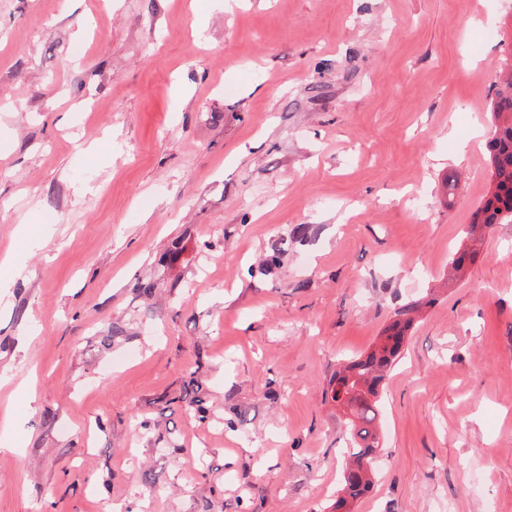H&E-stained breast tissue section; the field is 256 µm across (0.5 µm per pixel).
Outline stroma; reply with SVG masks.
I'll return each instance as SVG.
<instances>
[{"label":"stroma","mask_w":512,"mask_h":512,"mask_svg":"<svg viewBox=\"0 0 512 512\" xmlns=\"http://www.w3.org/2000/svg\"><path fill=\"white\" fill-rule=\"evenodd\" d=\"M511 50L512 0H0V512H332L328 381L418 299L353 512H512V224L448 278Z\"/></svg>","instance_id":"1"}]
</instances>
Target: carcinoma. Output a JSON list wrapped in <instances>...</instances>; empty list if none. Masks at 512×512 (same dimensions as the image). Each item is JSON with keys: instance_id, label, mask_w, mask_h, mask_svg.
I'll return each mask as SVG.
<instances>
[{"instance_id": "cac0c4a2", "label": "carcinoma", "mask_w": 512, "mask_h": 512, "mask_svg": "<svg viewBox=\"0 0 512 512\" xmlns=\"http://www.w3.org/2000/svg\"><path fill=\"white\" fill-rule=\"evenodd\" d=\"M492 134L487 142L490 185L485 198L464 229L469 251L456 252L449 268L458 270L464 259L474 261L478 245L487 229L496 224L512 223V79L498 87L490 104ZM421 303L413 301L398 307L371 350L348 362L330 380L341 384L350 396L351 447L346 449L349 464L343 474V488L334 512H350L352 503L365 495L372 478L381 446L378 436L380 409L378 391L400 359L407 332L412 328Z\"/></svg>"}]
</instances>
